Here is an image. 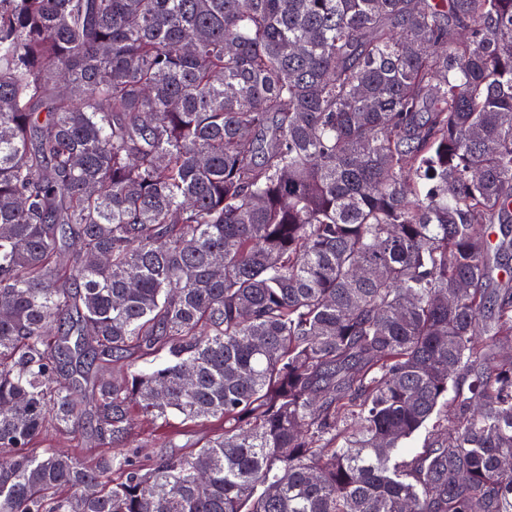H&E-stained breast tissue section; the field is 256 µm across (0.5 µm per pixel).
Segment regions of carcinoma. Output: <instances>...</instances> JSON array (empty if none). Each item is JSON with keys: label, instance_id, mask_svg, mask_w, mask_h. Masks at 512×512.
<instances>
[{"label": "carcinoma", "instance_id": "cac0c4a2", "mask_svg": "<svg viewBox=\"0 0 512 512\" xmlns=\"http://www.w3.org/2000/svg\"><path fill=\"white\" fill-rule=\"evenodd\" d=\"M511 248L512 0H0V512H512ZM452 395L451 392L448 394V403L440 408L438 415L430 421L427 427L423 428L400 448V453L403 457L411 459L416 453L421 452L434 440L437 430L440 429V427L438 428V424H444V419H446L447 416L448 422L452 420L454 413V405L451 401ZM214 422H203L197 426L185 429L181 436H177L175 440L170 441L164 435H159L151 443L152 448L163 454H177L188 448L200 446L208 436H210L213 429ZM42 444H49L52 448H58L85 458L93 457L102 450L92 440L73 437L70 434H54L48 441Z\"/></svg>", "mask_w": 512, "mask_h": 512}]
</instances>
